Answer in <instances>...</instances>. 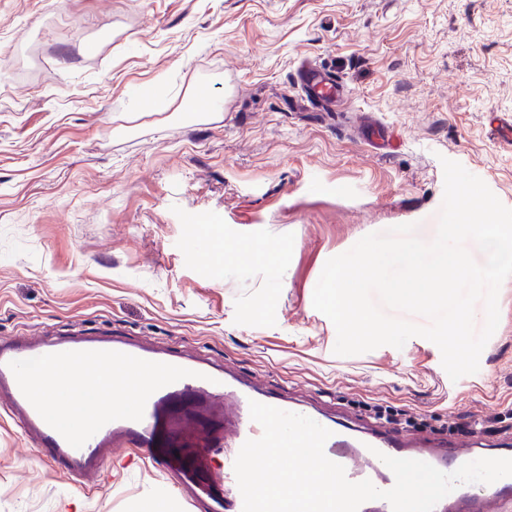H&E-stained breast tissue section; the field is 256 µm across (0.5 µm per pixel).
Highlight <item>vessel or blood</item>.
Here are the masks:
<instances>
[{"label": "vessel or blood", "mask_w": 512, "mask_h": 512, "mask_svg": "<svg viewBox=\"0 0 512 512\" xmlns=\"http://www.w3.org/2000/svg\"><path fill=\"white\" fill-rule=\"evenodd\" d=\"M296 82L304 101L326 112L334 110L344 96L342 85L327 70L314 65H302ZM67 351H117L183 367L189 369L190 375L155 391L146 402L141 420L109 422L76 448L44 421L21 392L9 367L15 360ZM0 388L5 391L0 408L32 434L40 462L67 481L77 485L101 482L106 475L103 462L110 448H127L157 469L167 487L177 491L192 512H242L234 461L247 440L262 434L261 425L250 417V401L288 412L293 409L279 394L262 393L250 383L226 379L222 370L208 363L189 361L175 353H154L119 338L76 337L66 342L39 343L19 339L0 345ZM174 395L180 397L181 405L168 426L185 433L192 444L176 468L157 452L159 414ZM321 424L331 432L324 446L326 456L344 467L350 481L367 479L381 490L391 489L395 483L392 471L381 460L385 454L421 460L446 473L479 458L512 457V444L506 442L489 448H466L451 436L429 450L424 439L400 436L379 426L361 434L340 419L325 418ZM510 506L512 477H505L491 484L460 485L436 505L435 512H506Z\"/></svg>", "instance_id": "b4317fda"}]
</instances>
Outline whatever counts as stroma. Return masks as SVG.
<instances>
[{"label":"stroma","instance_id":"obj_1","mask_svg":"<svg viewBox=\"0 0 512 512\" xmlns=\"http://www.w3.org/2000/svg\"><path fill=\"white\" fill-rule=\"evenodd\" d=\"M306 60L345 82L335 111L299 108ZM365 115L384 144L360 138ZM445 158L512 208V0H0V343L117 336L446 438L512 409V277L455 382L422 337L336 355L313 306L362 237L433 240ZM161 499L190 512L128 453L80 490L0 413V512Z\"/></svg>","mask_w":512,"mask_h":512}]
</instances>
